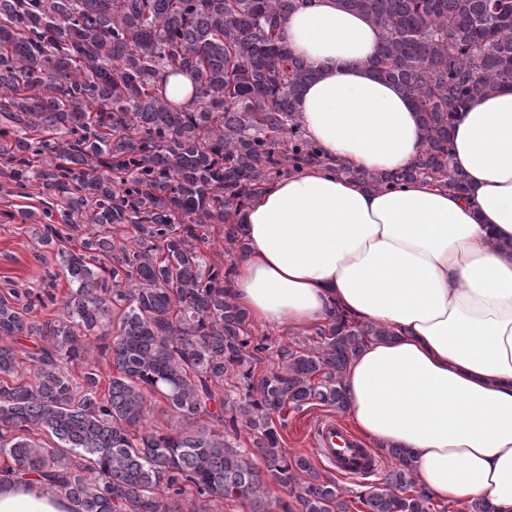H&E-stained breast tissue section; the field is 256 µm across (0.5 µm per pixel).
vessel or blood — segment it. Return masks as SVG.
<instances>
[{
	"mask_svg": "<svg viewBox=\"0 0 512 512\" xmlns=\"http://www.w3.org/2000/svg\"><path fill=\"white\" fill-rule=\"evenodd\" d=\"M314 444L319 453L342 474L362 475L372 471L377 463L371 449L362 447L345 426L332 419L324 420L316 427Z\"/></svg>",
	"mask_w": 512,
	"mask_h": 512,
	"instance_id": "1",
	"label": "vessel or blood"
}]
</instances>
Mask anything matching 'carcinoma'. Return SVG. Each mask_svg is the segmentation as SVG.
I'll return each instance as SVG.
<instances>
[{"mask_svg": "<svg viewBox=\"0 0 512 512\" xmlns=\"http://www.w3.org/2000/svg\"><path fill=\"white\" fill-rule=\"evenodd\" d=\"M298 2L0 0V188L39 191L48 223L32 233L60 269L37 292L0 290V475L46 483L71 512H269L272 482L297 512H348L334 478L283 453L275 417L345 411L347 364L389 331L338 311L259 374L267 345L230 292L235 265L209 262L208 245L220 234L245 250L235 217L306 167L465 193L452 124L512 83V0H339L380 28L369 65L422 122L413 165L384 174L330 161L306 135L297 105L315 72L281 36ZM180 74L195 81L188 106L158 92ZM96 353L112 362L105 387ZM157 399L178 428L147 425ZM239 423L243 446L225 434ZM381 452L391 465L365 512H432L406 453Z\"/></svg>", "mask_w": 512, "mask_h": 512, "instance_id": "1", "label": "carcinoma"}]
</instances>
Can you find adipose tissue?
<instances>
[{
	"label": "adipose tissue",
	"mask_w": 512,
	"mask_h": 512,
	"mask_svg": "<svg viewBox=\"0 0 512 512\" xmlns=\"http://www.w3.org/2000/svg\"><path fill=\"white\" fill-rule=\"evenodd\" d=\"M320 73L301 120L328 156L394 172L418 154V112L368 67L381 33L337 0H300L282 26ZM460 196L425 180L370 191L322 167L269 182L240 214L233 282L253 319L315 328L335 308L380 323L344 373L366 440L409 453L436 500L512 512V84L458 113ZM35 481L0 480V512H70Z\"/></svg>",
	"instance_id": "ef3b65f1"
}]
</instances>
